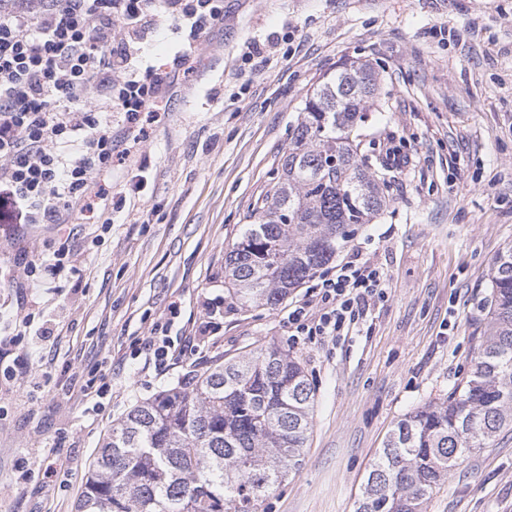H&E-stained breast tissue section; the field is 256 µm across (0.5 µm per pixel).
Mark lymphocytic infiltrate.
<instances>
[{"mask_svg":"<svg viewBox=\"0 0 512 512\" xmlns=\"http://www.w3.org/2000/svg\"><path fill=\"white\" fill-rule=\"evenodd\" d=\"M160 15L197 35L224 12L220 0H0V217L58 224L109 196L100 182L112 168L108 113L122 112L143 142L141 119L155 118L156 100L192 61L188 46L167 72H132L129 38ZM71 142L80 149L65 154ZM381 284L379 269L350 252L289 302L288 326L320 341L348 335ZM172 326L157 320L136 349L160 373L200 349L191 336L174 344Z\"/></svg>","mask_w":512,"mask_h":512,"instance_id":"1","label":"lymphocytic infiltrate"}]
</instances>
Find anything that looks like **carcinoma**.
Instances as JSON below:
<instances>
[{
	"label": "carcinoma",
	"instance_id": "1",
	"mask_svg": "<svg viewBox=\"0 0 512 512\" xmlns=\"http://www.w3.org/2000/svg\"><path fill=\"white\" fill-rule=\"evenodd\" d=\"M370 63L352 60L306 94L272 187L224 258L242 308H274L389 206L361 153L360 122L380 100ZM489 322L473 364L439 403L397 422L355 512H423L473 450L512 426V246L495 258ZM315 391L300 362L261 346L136 403L103 442L77 512H256L302 465Z\"/></svg>",
	"mask_w": 512,
	"mask_h": 512
}]
</instances>
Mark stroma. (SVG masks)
Listing matches in <instances>:
<instances>
[{
    "mask_svg": "<svg viewBox=\"0 0 512 512\" xmlns=\"http://www.w3.org/2000/svg\"><path fill=\"white\" fill-rule=\"evenodd\" d=\"M191 41L192 69L139 149L112 115L123 208L0 222V348L29 359L0 384V512H76L103 440L136 402L262 345L300 361L316 402L302 466L257 512H355L390 430L447 396L476 355L492 263L512 245V0H224L198 38L164 20L131 41L133 62L164 72ZM356 58L381 74L363 151L390 205L350 246L380 268L384 295L351 336L297 342L283 307L245 311L229 297L224 254L269 190L307 91ZM61 245L74 269L16 288ZM174 301L177 338L211 328L197 361L161 376L134 347ZM98 365L112 385L99 410L83 392ZM425 512H512V428L452 469Z\"/></svg>",
    "mask_w": 512,
    "mask_h": 512,
    "instance_id": "stroma-1",
    "label": "stroma"
}]
</instances>
